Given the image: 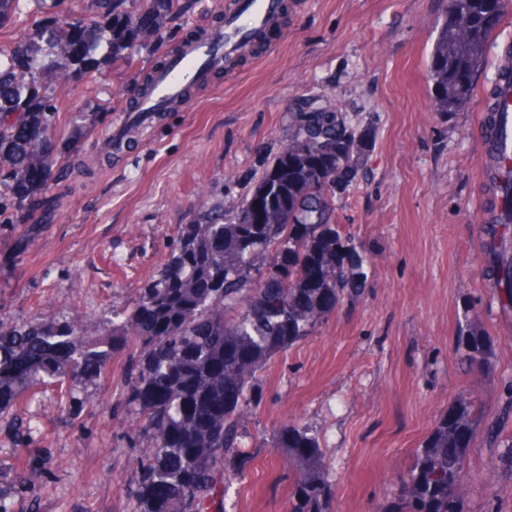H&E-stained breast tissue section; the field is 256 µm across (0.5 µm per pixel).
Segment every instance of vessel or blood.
Wrapping results in <instances>:
<instances>
[{
	"instance_id": "b4317fda",
	"label": "vessel or blood",
	"mask_w": 512,
	"mask_h": 512,
	"mask_svg": "<svg viewBox=\"0 0 512 512\" xmlns=\"http://www.w3.org/2000/svg\"><path fill=\"white\" fill-rule=\"evenodd\" d=\"M279 8V0H230L222 27L183 42L169 64L155 71L149 92L137 102L135 112L158 111L181 99L188 87L207 83L226 59L245 50L250 40L270 27Z\"/></svg>"
}]
</instances>
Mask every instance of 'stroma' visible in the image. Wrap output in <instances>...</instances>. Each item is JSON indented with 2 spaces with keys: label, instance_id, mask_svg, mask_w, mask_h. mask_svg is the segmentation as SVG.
Segmentation results:
<instances>
[{
  "label": "stroma",
  "instance_id": "obj_1",
  "mask_svg": "<svg viewBox=\"0 0 512 512\" xmlns=\"http://www.w3.org/2000/svg\"><path fill=\"white\" fill-rule=\"evenodd\" d=\"M228 0H193L150 47L135 57L155 70L181 40L220 25ZM287 12L263 42L215 71L188 103L157 113L122 153L106 143L128 106L129 78L110 65L95 74L100 94L59 97L54 129L59 162L39 195L40 220L0 224V323L91 316L112 330V312L164 261L182 225L204 204L232 212L248 195L246 173L279 151L295 102L312 97L340 105L375 126L366 165L336 201L337 220L372 258L367 281L319 324L312 336L278 354L256 381L260 406L248 427L260 448L228 466L227 512H287L293 474L275 435L311 426L331 460L335 512H379L397 491L415 448L461 394L498 425L467 450L464 512H512V494L493 496L490 461L512 438V309H503L481 270L482 224L489 205L480 144L495 83L499 47L512 42V13L488 44L487 66L474 77L462 110L431 108L428 65L446 0H285ZM35 0L0 27L10 49L46 24ZM493 341L489 364L465 372L458 360L462 322ZM123 372L84 387L75 413L55 393L0 411V493L15 512H125L130 474L112 391ZM33 419L19 436L15 419ZM43 477L36 498L21 492L20 460Z\"/></svg>",
  "mask_w": 512,
  "mask_h": 512
}]
</instances>
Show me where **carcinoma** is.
I'll use <instances>...</instances> for the list:
<instances>
[{
  "label": "carcinoma",
  "mask_w": 512,
  "mask_h": 512,
  "mask_svg": "<svg viewBox=\"0 0 512 512\" xmlns=\"http://www.w3.org/2000/svg\"><path fill=\"white\" fill-rule=\"evenodd\" d=\"M89 22L79 28L50 20L22 44L0 51V224L28 210L44 172L58 163L52 128L54 97L38 81L22 84L15 67L42 75L79 76L90 99L99 86L93 54L129 71L126 54L141 37L138 17L166 23L184 0H88ZM507 0H448L430 53L435 111L465 107L473 77ZM63 43L73 47L67 55ZM290 113L288 149L264 159L234 215L215 205L205 219L184 224L156 273L137 289L131 308L112 312V334L90 338L88 317L59 322L0 324V409L32 386H53L63 409L84 404L82 386L124 358L125 373L113 414H131L122 441L131 449L135 478L128 495L136 512H225L227 462L250 438L255 382L276 355L305 340L340 304L345 290L360 289L370 259L336 222V196L364 164L370 124L353 122L336 107L314 108L308 98ZM484 143L485 175L494 198L512 204V168L496 138L490 109ZM484 225L490 263L486 287L512 308V223L495 212ZM462 368L486 363L493 345L471 335L458 344ZM482 424L479 406L461 395L435 420L399 492L380 512H463L468 478L465 457ZM293 472L288 512H334L331 469L320 440L306 426L276 436Z\"/></svg>",
  "instance_id": "1"
}]
</instances>
